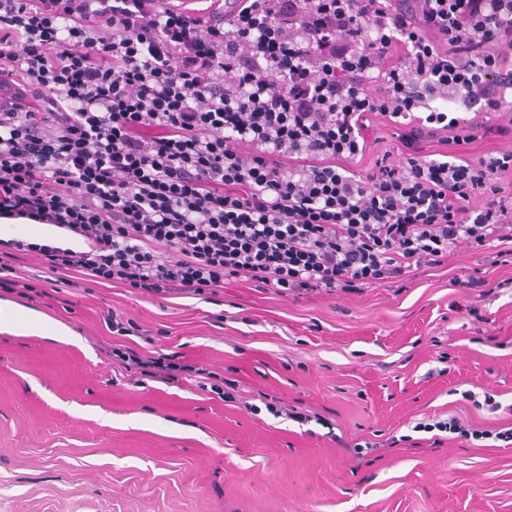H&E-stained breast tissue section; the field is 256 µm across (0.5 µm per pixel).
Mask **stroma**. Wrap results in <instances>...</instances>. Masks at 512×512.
<instances>
[{"label": "stroma", "mask_w": 512, "mask_h": 512, "mask_svg": "<svg viewBox=\"0 0 512 512\" xmlns=\"http://www.w3.org/2000/svg\"><path fill=\"white\" fill-rule=\"evenodd\" d=\"M371 118L353 170L398 152ZM457 249L405 282L280 294L229 281L212 300L82 283L60 299L0 291L43 331L0 332V512H512V261ZM477 273L485 286L455 287ZM113 309L224 379L134 385L114 371ZM491 391L500 408L464 400ZM310 414L266 411L267 398ZM457 417L492 438L435 444Z\"/></svg>", "instance_id": "1"}]
</instances>
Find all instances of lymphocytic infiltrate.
Segmentation results:
<instances>
[{"instance_id": "obj_1", "label": "lymphocytic infiltrate", "mask_w": 512, "mask_h": 512, "mask_svg": "<svg viewBox=\"0 0 512 512\" xmlns=\"http://www.w3.org/2000/svg\"><path fill=\"white\" fill-rule=\"evenodd\" d=\"M456 99L474 117L444 109ZM508 110L512 0H0V218L86 245L0 239V288L41 295L14 268L26 255L63 284L162 298L209 300L232 278L351 291L512 244V151L459 152ZM374 114L400 123L404 152L360 173ZM440 133L443 161L426 153ZM114 356L225 395L180 353Z\"/></svg>"}]
</instances>
